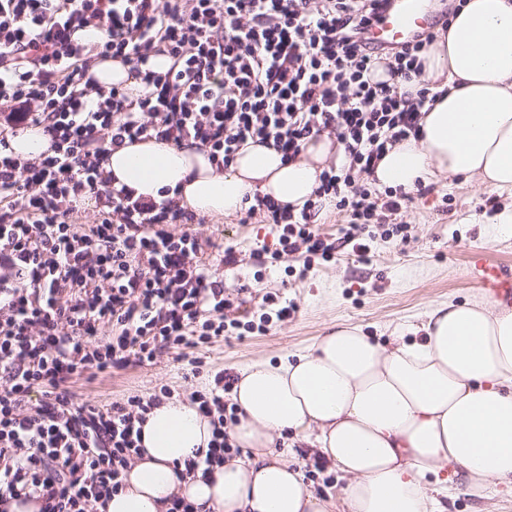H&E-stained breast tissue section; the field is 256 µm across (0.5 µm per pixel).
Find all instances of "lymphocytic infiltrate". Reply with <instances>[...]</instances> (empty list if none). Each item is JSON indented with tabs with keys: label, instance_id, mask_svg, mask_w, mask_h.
<instances>
[{
	"label": "lymphocytic infiltrate",
	"instance_id": "lymphocytic-infiltrate-1",
	"mask_svg": "<svg viewBox=\"0 0 512 512\" xmlns=\"http://www.w3.org/2000/svg\"><path fill=\"white\" fill-rule=\"evenodd\" d=\"M390 0H0V502L41 501V512H99L122 487L121 471L141 455V423L159 396L133 395L99 407L75 402L67 385L86 373L152 365L159 351L264 331L233 318L234 300L217 276L232 249L202 254L174 199L134 197L113 185L101 163L124 141H194L226 168L247 140L295 156L311 134H334L346 161L324 172L313 200L292 212L266 196L280 229L269 263L303 254L332 260L317 233L323 200L348 212L340 241L365 253L360 233L378 210L398 215L408 193L366 181L388 145L419 132L434 97L422 78L424 32L381 52L366 31ZM102 29L83 42L78 31ZM171 61L148 69L151 57ZM118 59L145 86L130 97L88 75ZM390 82H372L378 63ZM416 79L417 89L397 83ZM44 126L53 155L21 161L9 140ZM105 206L81 224L80 199ZM70 289L61 298V289ZM234 375L216 374L209 393H192L212 419L205 455L186 473L223 463L234 448L237 409L224 394Z\"/></svg>",
	"mask_w": 512,
	"mask_h": 512
}]
</instances>
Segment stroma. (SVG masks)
Wrapping results in <instances>:
<instances>
[{
  "mask_svg": "<svg viewBox=\"0 0 512 512\" xmlns=\"http://www.w3.org/2000/svg\"><path fill=\"white\" fill-rule=\"evenodd\" d=\"M496 206L494 198L447 181L430 183L412 192L401 210L407 239L386 235L389 217L383 211L369 227L366 257L345 246L335 261L318 260L308 269L296 254L274 266L256 255L260 246L278 245V234L263 214L246 224L235 216L221 223L209 218L192 224L203 248L236 249V264L221 268L219 275L225 288L241 289L243 310L257 311L263 297L271 295L295 304V311L285 320L272 321L267 332L186 348L187 358H202L199 373H191L186 361H177L175 352L165 351L153 365L87 374L70 381L69 388L77 402L99 406L132 395L147 397L163 386L171 388L173 399L185 400L192 392H209L219 371L236 372L259 357L274 362L311 345L329 321H350L378 338L416 321L431 303L479 298L481 288L466 277L472 257L485 255L512 269V235L485 231L476 223Z\"/></svg>",
  "mask_w": 512,
  "mask_h": 512,
  "instance_id": "35a3bbf8",
  "label": "stroma"
}]
</instances>
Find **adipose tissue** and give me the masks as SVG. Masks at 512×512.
Masks as SVG:
<instances>
[{
    "label": "adipose tissue",
    "mask_w": 512,
    "mask_h": 512,
    "mask_svg": "<svg viewBox=\"0 0 512 512\" xmlns=\"http://www.w3.org/2000/svg\"><path fill=\"white\" fill-rule=\"evenodd\" d=\"M436 100L420 133L388 148L377 184L413 191L446 177L501 200L490 223L512 229V0H464L422 54ZM345 159L319 133L297 155L247 141L224 170L205 148L147 139L115 149L102 168L115 186L220 221L266 195L301 210L320 176ZM230 440L250 449L208 472L178 466L207 449L213 427L196 405L165 400L142 426L141 458L101 512H439V498L512 496V306L484 298L431 305L404 335L382 344L336 321L278 364L258 358L238 372ZM311 449L340 473L337 496L318 495L291 447Z\"/></svg>",
    "instance_id": "adipose-tissue-1"
}]
</instances>
